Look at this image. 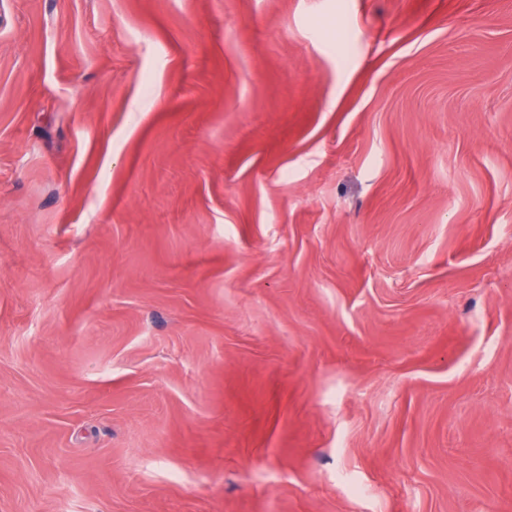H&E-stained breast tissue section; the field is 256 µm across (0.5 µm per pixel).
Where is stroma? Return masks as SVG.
Listing matches in <instances>:
<instances>
[{
  "label": "stroma",
  "mask_w": 512,
  "mask_h": 512,
  "mask_svg": "<svg viewBox=\"0 0 512 512\" xmlns=\"http://www.w3.org/2000/svg\"><path fill=\"white\" fill-rule=\"evenodd\" d=\"M0 512H512V0H0Z\"/></svg>",
  "instance_id": "stroma-1"
}]
</instances>
